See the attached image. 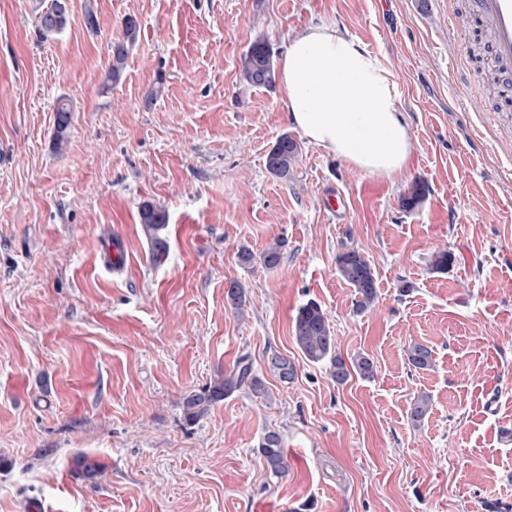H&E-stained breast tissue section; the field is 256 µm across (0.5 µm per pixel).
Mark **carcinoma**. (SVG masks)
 I'll return each instance as SVG.
<instances>
[{
	"label": "carcinoma",
	"instance_id": "1",
	"mask_svg": "<svg viewBox=\"0 0 512 512\" xmlns=\"http://www.w3.org/2000/svg\"><path fill=\"white\" fill-rule=\"evenodd\" d=\"M70 21L69 5L66 0H50L41 8L37 16L39 31L46 37L64 30ZM139 24L129 18L125 22L124 41L112 46V60L106 73V81L117 83L122 75L127 56V45L136 40ZM274 53L266 42L253 43L241 57V79L250 87H269L275 76ZM72 121V107L65 100L55 105V125L53 146L64 149L69 141V128ZM301 148L299 143L288 135L277 139L267 155L269 172L286 179L292 175L298 161ZM425 197V184L415 182L405 193L402 204L409 210L416 208ZM140 223L150 241L153 258L164 259L168 252L164 231L167 225L166 213L159 207L145 202L139 209ZM268 269L276 268L281 262V245L276 243L256 254L243 247L239 250L241 265L247 267L255 260ZM336 271L355 292L356 312L362 313L371 308L378 299L375 279L370 261L356 249L346 250L336 257ZM229 307L240 312L244 307V289L238 284H231L225 293ZM293 339L302 355L310 362L319 363L329 360L331 376L338 384H344L356 373L362 378H372L376 372L374 362L366 355L360 354L347 362L336 354V339L321 306L309 301L297 311L292 327ZM409 364L416 370L427 371L433 367L432 350L420 343H413L407 348ZM267 366L281 384L287 385L295 380L296 366L288 356L274 351L267 358ZM242 388L249 389L256 395H264L267 388L264 379L254 370L250 356L239 357L233 369L214 379V382L199 391L183 395L181 407L184 418L195 423L206 416L211 407ZM431 410V399L427 394H420L410 407V421L418 427ZM259 454L267 470L279 476L288 471V457L282 448L281 435L275 431L264 434L259 446ZM78 473L87 478H94L102 473V465L88 455L74 458Z\"/></svg>",
	"mask_w": 512,
	"mask_h": 512
}]
</instances>
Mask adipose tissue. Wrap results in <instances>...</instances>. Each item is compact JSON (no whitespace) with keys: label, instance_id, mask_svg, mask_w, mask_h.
I'll use <instances>...</instances> for the list:
<instances>
[{"label":"adipose tissue","instance_id":"adipose-tissue-1","mask_svg":"<svg viewBox=\"0 0 512 512\" xmlns=\"http://www.w3.org/2000/svg\"><path fill=\"white\" fill-rule=\"evenodd\" d=\"M287 117L308 141L372 176L393 178L412 154L385 68L330 25L295 34L279 63Z\"/></svg>","mask_w":512,"mask_h":512}]
</instances>
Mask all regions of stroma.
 Here are the masks:
<instances>
[{
  "instance_id": "stroma-1",
  "label": "stroma",
  "mask_w": 512,
  "mask_h": 512,
  "mask_svg": "<svg viewBox=\"0 0 512 512\" xmlns=\"http://www.w3.org/2000/svg\"><path fill=\"white\" fill-rule=\"evenodd\" d=\"M85 1L46 37L42 0H0V512H512V111H495L487 61L470 54L469 0H89L95 33ZM129 18L137 40L103 89ZM319 23L387 68L413 143L400 175L352 168L290 124L279 85L241 82L252 43L279 56ZM62 96L74 112L59 151ZM286 134L301 153L284 180L266 157ZM145 202L167 215L159 264ZM277 241V268L240 264V247ZM347 248L379 289L361 314L336 273ZM311 300L374 379L337 384L300 353L292 324ZM413 342L433 369L409 365ZM271 349L294 361L293 383L270 375ZM244 354L267 394L234 392L186 423L183 394ZM421 392L432 409L416 428ZM270 430L282 477L258 454ZM82 453L103 463L97 480L75 470ZM259 454L267 470L279 476L288 471V457L282 448L281 435L275 431L264 434L259 446Z\"/></svg>"
}]
</instances>
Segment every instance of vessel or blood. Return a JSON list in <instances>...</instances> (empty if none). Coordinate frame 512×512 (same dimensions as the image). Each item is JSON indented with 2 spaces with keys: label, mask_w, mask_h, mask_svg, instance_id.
Segmentation results:
<instances>
[{
  "label": "vessel or blood",
  "mask_w": 512,
  "mask_h": 512,
  "mask_svg": "<svg viewBox=\"0 0 512 512\" xmlns=\"http://www.w3.org/2000/svg\"><path fill=\"white\" fill-rule=\"evenodd\" d=\"M469 20L490 31L495 73L512 84V0H470Z\"/></svg>",
  "instance_id": "vessel-or-blood-1"
}]
</instances>
